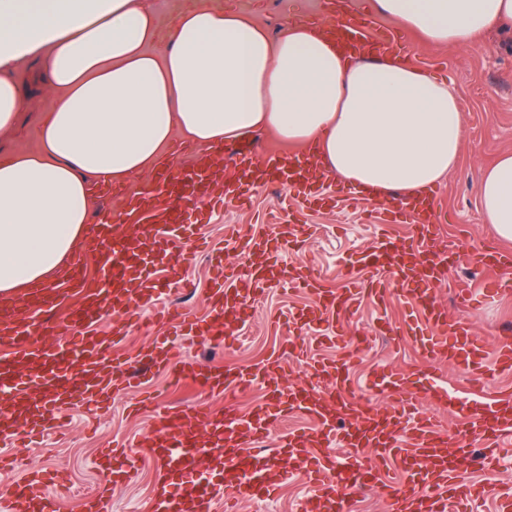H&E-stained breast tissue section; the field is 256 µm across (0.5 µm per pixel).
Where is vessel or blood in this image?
I'll return each mask as SVG.
<instances>
[{"instance_id": "1", "label": "vessel or blood", "mask_w": 512, "mask_h": 512, "mask_svg": "<svg viewBox=\"0 0 512 512\" xmlns=\"http://www.w3.org/2000/svg\"><path fill=\"white\" fill-rule=\"evenodd\" d=\"M333 33L337 44L351 52L366 44L381 53L398 46L394 32L370 36L361 23L336 20ZM234 166L236 182L230 190L224 186L223 170L214 168L204 151L196 152L190 166L175 169L167 165L158 170L157 187L168 196L169 205L157 208L152 198L143 195L131 210L137 221L169 225L167 238L120 236L112 225L98 224L93 243L104 259L105 280L99 294L80 298L68 322L55 321L53 315L71 298L79 297L77 271H69L52 285L33 289L30 302L0 299V315L13 320L12 325L0 329V394L6 396L8 405L7 413L0 415V433H14L19 423L32 432L53 427L72 402L86 399L109 403L112 394L132 385L141 368L173 365L178 377L191 379L198 392L223 397L224 408L218 411L198 404L191 424L178 422L176 413H159L157 433L142 442V450L161 464L165 476L187 479L190 491L185 494L180 487H173L155 512H213L212 491L193 478L200 452L222 464L224 480L237 494L261 497L270 496L275 488L270 466L273 455H287L292 475L313 486L314 495L304 512H353L347 493L368 479L385 490L391 512H415L419 506L426 507L427 512H463V503L480 495L481 489L465 477L456 460L470 455L476 445L482 450L485 468L496 469L505 446L512 444L511 396L463 401L446 389L437 390L438 403L458 408L461 424L453 433L441 431L431 418L407 413L405 406L414 398V384L404 377L397 381L401 404L390 409L371 407L354 398L339 401L331 391L291 387L269 391L265 400L244 415L236 401L237 391L274 379L283 372L286 359L272 357L249 372L230 371L223 376L208 365L176 362L168 338L186 336L198 328L192 312L168 308L164 313L168 336L158 337L153 346L133 358L118 353L115 342L108 338L76 336V327L106 312L112 314L114 322L126 325L133 321L137 307L155 290L148 269L151 256L171 255L177 268L188 261L190 251L182 236L184 200L193 197L244 204L251 198L255 172L262 169L305 202L325 201L322 188L326 177L307 161L285 162L243 143ZM383 210L391 223L397 215H410L416 242L399 249L388 235H381L377 248L362 257L371 285L383 289L394 284L399 296L416 308L423 322L424 358L443 356L462 361L472 370L483 368L487 357L484 341L435 303L434 287L445 266L424 242L427 226L433 221L431 212L403 201L384 203ZM269 244L265 236H250L247 247L251 254L260 256V263L253 265L247 276L225 272L215 278L207 313L211 324L221 326L242 315L248 302L274 279L314 295L318 318L325 322L346 317L360 304L365 290L358 278L346 276L336 290L322 288L320 278L309 267L284 269L277 261L267 260ZM473 259L485 273L478 285L481 297L498 295L504 283L497 276L500 264L491 246L480 248ZM42 336L53 337L52 349L39 345ZM308 361L312 379L332 378L337 385H345L344 362ZM32 374L41 375L45 384L52 386V399L39 403L30 398L22 378ZM295 410L311 419V427L280 436L274 450L261 448L273 425ZM0 497L11 503L12 512H55L53 498L35 475L0 490Z\"/></svg>"}]
</instances>
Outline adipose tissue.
<instances>
[{"instance_id":"ef3b65f1","label":"adipose tissue","mask_w":512,"mask_h":512,"mask_svg":"<svg viewBox=\"0 0 512 512\" xmlns=\"http://www.w3.org/2000/svg\"><path fill=\"white\" fill-rule=\"evenodd\" d=\"M420 40L451 48L512 27V0H370ZM145 0H0V133L28 109L18 69L38 64L41 145L0 158V295L49 284L84 250L91 181L146 186L174 134L202 147L262 129L313 153L381 203L428 194L459 163L464 114L452 83L410 59L350 57L326 27L279 38L201 0L170 37ZM485 223L512 242V152L478 185Z\"/></svg>"}]
</instances>
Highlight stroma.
I'll list each match as a JSON object with an SVG mask.
<instances>
[{
	"label": "stroma",
	"instance_id": "obj_1",
	"mask_svg": "<svg viewBox=\"0 0 512 512\" xmlns=\"http://www.w3.org/2000/svg\"><path fill=\"white\" fill-rule=\"evenodd\" d=\"M209 2L252 14L273 38L281 34L290 16L311 19L325 12V0ZM400 42L415 64L452 82L458 93L465 114L463 150L457 168L431 192L441 225L433 248L473 253L478 246L494 241L490 226L482 219L478 182L500 153L512 151V32L493 30L472 45L457 49L426 45L410 34L402 35ZM25 92L30 109L21 116L15 131L0 135L1 156L32 150L39 144L44 89L30 84ZM324 191L334 197V204L312 206L288 189L272 185L255 189L245 208L206 201L187 206L185 235L193 256L181 272L183 283H172L166 258L155 261V293L141 308L140 320L123 330L122 350L138 353L163 333V326L152 317L155 309L178 302L186 310L204 314L218 269L246 274L248 253L238 244L224 241L229 225L237 226L244 235L274 238L280 218H291L304 229V246L281 252L282 263L310 265L326 288L337 289L341 271L361 270L360 258L375 246L382 214L378 204L362 198L336 178L326 181ZM479 275L473 267L450 268L436 297L449 316L465 317L477 336L491 342L500 323L512 318V289L486 299L459 296L460 280ZM312 303L311 294L272 284L256 297L247 322L225 328L220 336L205 331L175 336L171 345L181 359L242 371L271 355L288 353L290 347H314L326 358L343 359L351 395L373 407L396 404L398 394L390 389L378 390L376 384L383 374L402 371L416 383V410L434 416L442 430H454L457 417L429 403L434 383L425 374L431 368L407 334L406 309L395 294H387L381 302L370 296L363 298L339 329L320 321L304 327L290 324L291 312ZM340 330L346 335L342 342L335 339ZM354 336H368L372 342L358 349L347 343ZM431 370L464 393L476 389L492 398L512 392V373L487 369L475 373L445 361ZM197 398L198 392L189 382L170 385L167 372L158 369L149 373L139 387L115 397L111 406L81 402L68 408L62 427L35 436L19 429L17 435L0 440V458L15 464L14 469L0 470V487L33 473L48 478L57 512H87V498L95 492L109 497L113 512H153L156 490L163 480L159 464L146 457L117 464L101 460L100 455L114 442H138L150 435L156 413L164 409L189 414ZM117 466L122 467L125 477L116 482L112 471Z\"/></svg>",
	"mask_w": 512,
	"mask_h": 512
}]
</instances>
